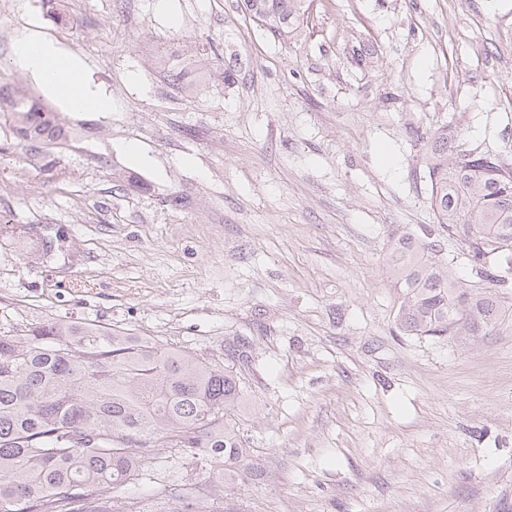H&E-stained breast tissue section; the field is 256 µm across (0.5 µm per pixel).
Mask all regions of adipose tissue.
I'll use <instances>...</instances> for the list:
<instances>
[{
	"label": "adipose tissue",
	"mask_w": 512,
	"mask_h": 512,
	"mask_svg": "<svg viewBox=\"0 0 512 512\" xmlns=\"http://www.w3.org/2000/svg\"><path fill=\"white\" fill-rule=\"evenodd\" d=\"M15 60L73 112H107L109 99L91 87L81 62L68 50L30 31L14 42Z\"/></svg>",
	"instance_id": "adipose-tissue-1"
}]
</instances>
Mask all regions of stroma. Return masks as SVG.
Returning a JSON list of instances; mask_svg holds the SVG:
<instances>
[{
	"label": "stroma",
	"instance_id": "obj_1",
	"mask_svg": "<svg viewBox=\"0 0 512 512\" xmlns=\"http://www.w3.org/2000/svg\"><path fill=\"white\" fill-rule=\"evenodd\" d=\"M65 8L62 28L0 0V86L70 130L50 171L0 153V336L88 318L207 357L246 337L237 426L269 473L236 489L249 512H512V316L399 335L388 266L410 234L479 282L435 231L417 133L512 163V0H313L289 40L243 0ZM33 25L111 111L14 60Z\"/></svg>",
	"mask_w": 512,
	"mask_h": 512
}]
</instances>
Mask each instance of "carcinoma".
Instances as JSON below:
<instances>
[{"mask_svg":"<svg viewBox=\"0 0 512 512\" xmlns=\"http://www.w3.org/2000/svg\"><path fill=\"white\" fill-rule=\"evenodd\" d=\"M273 35L297 34L307 0H244ZM0 119L30 162L65 140L57 114L0 88ZM437 231L455 240L480 280L463 284L430 243L399 239L392 258L403 300L397 329L414 336L475 333L512 313L508 278L495 264L512 254V164L466 148L443 125L418 135ZM226 359L163 345L86 318L47 319L0 336V512H241L228 496L266 472L236 426L250 358L238 337ZM212 467V477L164 484L152 505L127 495L157 451Z\"/></svg>","mask_w":512,"mask_h":512,"instance_id":"1","label":"carcinoma"}]
</instances>
